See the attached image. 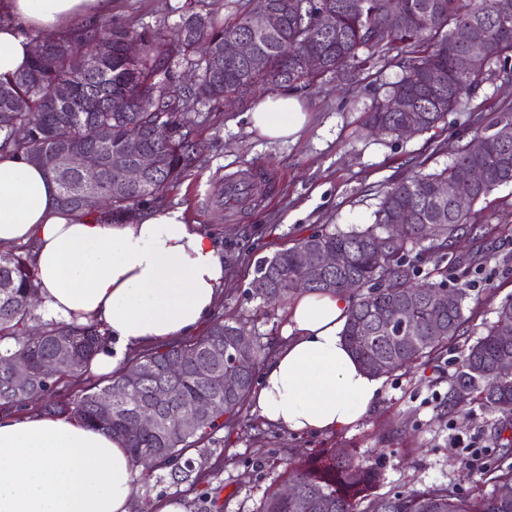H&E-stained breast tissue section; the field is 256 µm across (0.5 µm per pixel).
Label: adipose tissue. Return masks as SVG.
Listing matches in <instances>:
<instances>
[{"label":"adipose tissue","mask_w":512,"mask_h":512,"mask_svg":"<svg viewBox=\"0 0 512 512\" xmlns=\"http://www.w3.org/2000/svg\"><path fill=\"white\" fill-rule=\"evenodd\" d=\"M109 0H0V77L28 69L30 31L62 33L105 11ZM269 140L297 137L306 122L290 92L261 98L246 114ZM0 244L29 248L39 312L96 323L109 337L90 373L108 377L127 355L195 333L224 286L213 239L183 207L156 206L124 224L62 210L38 165L0 151ZM346 296L306 293L288 306L287 339L265 362L252 411L291 433L353 426L381 383L342 336ZM138 472L124 444L73 416L0 410V512H132Z\"/></svg>","instance_id":"1"}]
</instances>
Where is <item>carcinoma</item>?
I'll use <instances>...</instances> for the list:
<instances>
[{
	"label": "carcinoma",
	"mask_w": 512,
	"mask_h": 512,
	"mask_svg": "<svg viewBox=\"0 0 512 512\" xmlns=\"http://www.w3.org/2000/svg\"><path fill=\"white\" fill-rule=\"evenodd\" d=\"M267 0H250L249 9L227 25L217 23L213 0H187L180 7L176 26L178 45L168 53L158 50L161 33L125 27L81 25L55 38L45 56L33 57L29 69L17 76L0 78V151L12 149L27 160L51 155L67 145H78L96 163L106 158L116 164L124 160V145L139 137L145 149L158 155L159 168L140 186L121 191L114 186L112 168L89 191L90 201L81 205L61 204L79 215H93L105 209L112 220L136 217L138 207L154 202L190 168L204 151L194 139L184 115L197 106L214 107L224 97L235 96L246 106L261 89L288 85L296 90L334 81L350 83L360 72L391 59L401 61V74L387 84L383 98L363 113L361 125L369 131L402 136L401 113L390 102L405 97L420 109L419 131L436 127L450 112L470 104L475 91L507 67L512 60V0H406L407 19L403 27L390 29L383 22L385 0H300L298 10L288 15L286 27L256 33L249 26L250 15ZM327 8L336 13V28L323 30L316 11ZM468 30L481 36L483 53L468 71L454 68V58L468 45L457 33ZM254 40L255 55L248 61L224 66V41L240 36ZM137 41L141 54L136 59L124 55L125 45ZM325 57L326 69L303 73L295 60L304 51ZM198 70L197 83L178 82L182 67ZM64 81L71 87L70 101L56 104L48 98L52 84ZM106 125L110 136L102 142L98 129ZM27 128L19 138L17 128ZM512 128V93H504L498 114L490 118L479 111L473 118L471 140L459 146L453 160L439 171H416L385 184L374 221L364 229L318 230L300 238L292 246L264 257L256 263L255 278L272 279L277 302L287 303L304 292L344 294L349 299V316L344 340L362 368L371 376L391 374L418 361L439 355L448 342L464 334L463 301L466 289H457L459 303L452 309H438L428 299L435 282H418L419 268L409 260L414 250L452 249L457 240L478 230L490 231L482 209L493 192L512 184V138L497 139L498 127ZM481 140L485 148L475 152L471 142ZM480 166L488 179L478 186L468 208L459 210L437 194V187L451 182L464 170ZM412 219L402 238L384 250L371 247L383 234L386 224ZM313 248L344 251L349 260L335 274L343 285L306 284L307 274L299 266L300 251ZM0 407H25L42 397L47 415L72 414L84 423L123 442L142 474L152 476L166 468L172 479L187 481L194 471L193 461L184 458L190 448L212 440L232 424L251 395L260 372L265 346L255 343L256 366L241 377L237 390L224 392V385L202 381L194 372L208 368L213 352L230 344L246 331V325L216 316L208 333L196 340L179 341L137 354L128 369L151 371L140 389V397L151 398L155 387L167 386L168 398L162 406L167 428L163 431L131 435L127 423L132 410L117 394L123 374L104 382L83 379L92 357L107 343L94 324L46 322L38 336L28 333V322L38 318L34 296L35 273L27 257L0 253ZM405 312L407 344L378 326L382 317H398ZM496 320L464 349L450 384L448 402H478L494 409V403L512 401V342L502 341V327L512 328V300L501 303ZM70 337L78 365L47 381L37 377L26 390H17L8 374L9 362L20 356L37 366L53 353L56 337ZM185 359L190 370L178 378L159 371L168 358ZM113 393L112 424L102 425L98 398ZM193 414L197 426L179 428L182 416ZM512 421L497 424L496 447L500 455L483 467L482 483L491 489L460 495L446 486L423 490L377 492L382 470L350 454L328 448L289 462L288 482L307 502V512H512V497L496 495L501 480L512 482V462H507L512 437ZM259 512H297L294 502L282 491L263 500Z\"/></svg>",
	"instance_id": "obj_1"
}]
</instances>
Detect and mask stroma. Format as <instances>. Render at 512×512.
<instances>
[{
	"label": "stroma",
	"instance_id": "stroma-1",
	"mask_svg": "<svg viewBox=\"0 0 512 512\" xmlns=\"http://www.w3.org/2000/svg\"><path fill=\"white\" fill-rule=\"evenodd\" d=\"M182 0H112L103 22L117 27L161 28V49L175 40ZM400 72L397 62L363 71L348 86L325 82L298 96L308 122L294 140L269 141L250 130L244 108H197L188 116L193 135L207 149L195 166L164 195L168 206L184 207L189 223L212 236L224 256V288L218 310L246 322L255 338L283 342L286 308L267 306L251 294L257 260L313 231L350 230L371 223L381 185L414 166L431 172L449 163L472 136L470 110L448 113L435 128L410 137L372 136L360 127L365 108ZM258 171L263 182L242 204H224L227 180ZM485 217L503 230L488 236L485 280L473 285L471 268L452 257L423 255L422 275L448 288L468 284L463 305L468 330L439 359L382 377V394L367 415L330 434L296 435L267 425L243 409L238 424L215 434L197 481L139 480L134 506L157 497L182 502L186 512H203L218 499L222 512H257L268 493L288 475L296 451L333 448L377 463L385 474L382 491L446 485L464 493L482 486V465L469 460L466 444L478 442L485 459L497 450L490 438L497 413L472 403L448 405L449 381L464 342L474 341L494 321L501 302L512 299V186L487 200Z\"/></svg>",
	"mask_w": 512,
	"mask_h": 512
}]
</instances>
